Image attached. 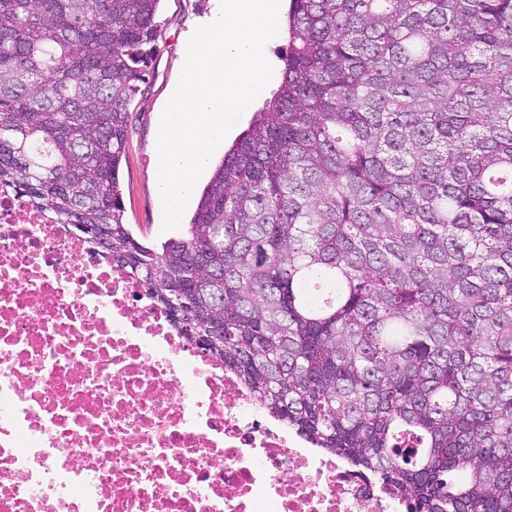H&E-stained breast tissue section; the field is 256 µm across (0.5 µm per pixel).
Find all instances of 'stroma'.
I'll use <instances>...</instances> for the list:
<instances>
[{"instance_id": "stroma-1", "label": "stroma", "mask_w": 512, "mask_h": 512, "mask_svg": "<svg viewBox=\"0 0 512 512\" xmlns=\"http://www.w3.org/2000/svg\"><path fill=\"white\" fill-rule=\"evenodd\" d=\"M214 0H163L157 51L145 68V82L132 101L120 183L124 222L142 242L159 245L182 238L184 228L163 230L154 191L155 109L165 99L178 72L184 44L211 15Z\"/></svg>"}]
</instances>
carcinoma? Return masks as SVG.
I'll return each instance as SVG.
<instances>
[{
	"label": "carcinoma",
	"mask_w": 512,
	"mask_h": 512,
	"mask_svg": "<svg viewBox=\"0 0 512 512\" xmlns=\"http://www.w3.org/2000/svg\"><path fill=\"white\" fill-rule=\"evenodd\" d=\"M161 2L0 0V184L315 446L512 512V0H290L279 88L156 249L119 175Z\"/></svg>",
	"instance_id": "1"
}]
</instances>
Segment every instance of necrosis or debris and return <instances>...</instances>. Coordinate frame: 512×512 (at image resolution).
I'll list each match as a JSON object with an SVG mask.
<instances>
[{
    "label": "necrosis or debris",
    "mask_w": 512,
    "mask_h": 512,
    "mask_svg": "<svg viewBox=\"0 0 512 512\" xmlns=\"http://www.w3.org/2000/svg\"><path fill=\"white\" fill-rule=\"evenodd\" d=\"M300 444L140 278L0 185V512H410Z\"/></svg>",
    "instance_id": "necrosis-or-debris-1"
}]
</instances>
